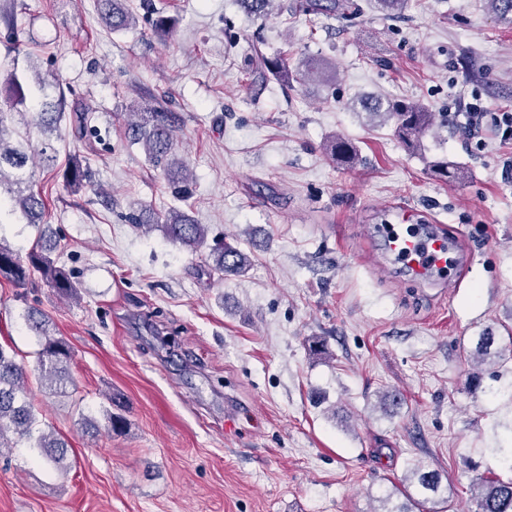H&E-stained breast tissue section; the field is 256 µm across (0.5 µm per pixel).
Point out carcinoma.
<instances>
[{"label":"carcinoma","instance_id":"cac0c4a2","mask_svg":"<svg viewBox=\"0 0 512 512\" xmlns=\"http://www.w3.org/2000/svg\"><path fill=\"white\" fill-rule=\"evenodd\" d=\"M123 0H97L99 15L102 22L112 30H123L135 24V17L123 7ZM248 13L255 17L270 14L274 0H240ZM490 9L497 18L512 25V0H488ZM304 12L329 10L342 15L358 12L356 4L350 0H329L324 5L321 0H306L299 4ZM253 59L266 76L288 85L293 80V72L288 67V52L277 56H267L261 48L253 47ZM304 71L310 76L320 79L336 78V66L326 60L309 59L304 62ZM363 111L380 116L385 122L395 126V132L401 142L409 149L417 151L421 147L423 136L434 127L442 126V119L427 110L418 102H389L379 99H367L362 102ZM63 113L54 110L50 103L43 105L37 113L36 124L50 130L57 127ZM5 113H0V193L8 195L13 206L18 208L27 222L41 224L45 216V204L42 196L26 186V168L29 156L11 141V132L6 126ZM128 134L136 142L143 145L148 158L162 166L164 176L176 190V194L184 198L190 193L191 175L185 161L177 157L175 129L169 123L168 116L158 111L155 106H146V111L137 113V120L127 123ZM326 151L330 159L342 167H353L360 161L359 152L347 138L336 136ZM66 183L80 188L90 180L88 168L79 158H73L65 170ZM137 226L149 229L160 226L168 241L192 252L205 247L207 228L196 224L188 215L172 209L159 218L152 214L139 215L135 218ZM54 244L39 238L35 246L21 256L17 251L0 239V278L15 284L25 283L32 275L38 273L49 286L66 295L77 294L78 286L72 279L70 271L51 257ZM212 268L222 275L238 272L243 266V257L239 250L228 245L211 249ZM30 329L38 337V376L41 385L55 394L64 393L63 385L72 352L69 344L61 336L50 334L46 328V315L35 309L27 312ZM496 337L481 336L473 353L474 367L482 370V366L503 358V351L493 349ZM27 370L18 363L15 356L0 346V447L8 432L18 435L31 442V447L44 452L50 462L62 473L71 470L68 458V444L65 439L50 429L33 434L37 423L34 405L27 394ZM441 475L436 470H428L417 465L408 470L404 483L386 494L381 502L382 508H374L371 512H415L439 494ZM475 509L472 512H512V477L494 476L481 479L473 484ZM400 494L404 501L394 507H387L394 495Z\"/></svg>","mask_w":512,"mask_h":512}]
</instances>
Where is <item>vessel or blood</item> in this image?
I'll return each mask as SVG.
<instances>
[{
	"instance_id": "obj_1",
	"label": "vessel or blood",
	"mask_w": 512,
	"mask_h": 512,
	"mask_svg": "<svg viewBox=\"0 0 512 512\" xmlns=\"http://www.w3.org/2000/svg\"><path fill=\"white\" fill-rule=\"evenodd\" d=\"M387 258L402 264L420 281L445 280L454 258L445 233L421 227L404 231L394 226H382Z\"/></svg>"
}]
</instances>
